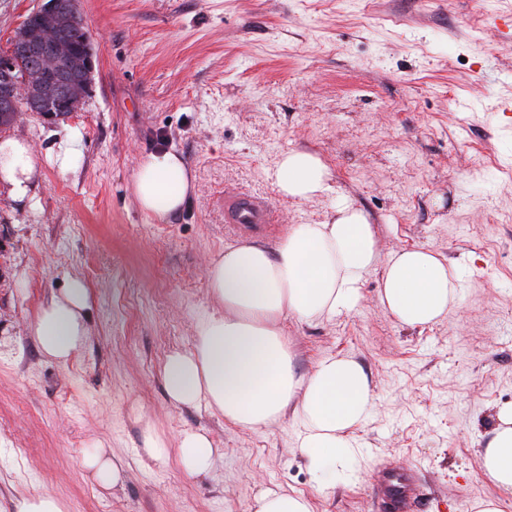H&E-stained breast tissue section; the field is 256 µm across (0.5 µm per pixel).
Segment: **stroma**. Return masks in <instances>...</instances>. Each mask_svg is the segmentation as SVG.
<instances>
[{"mask_svg": "<svg viewBox=\"0 0 512 512\" xmlns=\"http://www.w3.org/2000/svg\"><path fill=\"white\" fill-rule=\"evenodd\" d=\"M93 52L79 109L54 122L22 113L0 140L27 141L31 199L0 186V512L48 493L67 512H252L266 488L315 512H379L384 466L415 467L421 512H475L493 491L474 450L512 403V0H80ZM82 136L75 169L46 158ZM291 148L316 153L333 193L298 202L268 172ZM180 153L195 188L182 211L142 213L140 159ZM265 199L275 244L317 224L343 194L375 226L382 253L426 248L460 272L454 311L401 327L377 299L375 268L355 310L281 327L298 372L328 355L364 366L377 395L360 431L361 474L324 487L294 451L290 420L258 431L206 407L171 403L160 369L191 349L214 308L207 258L247 241L224 222V191ZM90 294V335L65 363L30 327L69 278ZM206 430L209 477L149 460L146 433L175 446ZM126 463L106 488L84 466L98 450Z\"/></svg>", "mask_w": 512, "mask_h": 512, "instance_id": "stroma-1", "label": "stroma"}]
</instances>
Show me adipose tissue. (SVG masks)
Masks as SVG:
<instances>
[{
  "mask_svg": "<svg viewBox=\"0 0 512 512\" xmlns=\"http://www.w3.org/2000/svg\"><path fill=\"white\" fill-rule=\"evenodd\" d=\"M35 172L25 141H0V184L12 199L29 196ZM269 177L280 196L296 201L331 189L329 167L300 149L281 153ZM192 189L184 160L171 150L146 154L132 180L141 212L161 220L179 213ZM379 265L378 299L399 325L424 328L455 307V267L424 248L381 255L369 217L345 196L324 221L291 225L274 246L225 247L205 263L217 310L198 319L191 350L171 353L162 366L168 398L186 407L206 405L229 424L252 430L291 419L296 450L324 484L357 476L363 460L357 433L376 404L367 373L354 357L336 355L317 361L311 372H297L279 323L352 311ZM88 308L89 290L78 278L51 296L31 329L44 357L65 363L76 354L90 331ZM496 420L476 458L499 495L479 501L477 512H506L512 495V403L498 408ZM144 447L159 463L176 455L193 479L209 475L214 465L213 443L203 430L183 432L172 449L150 434Z\"/></svg>",
  "mask_w": 512,
  "mask_h": 512,
  "instance_id": "1",
  "label": "adipose tissue"
}]
</instances>
